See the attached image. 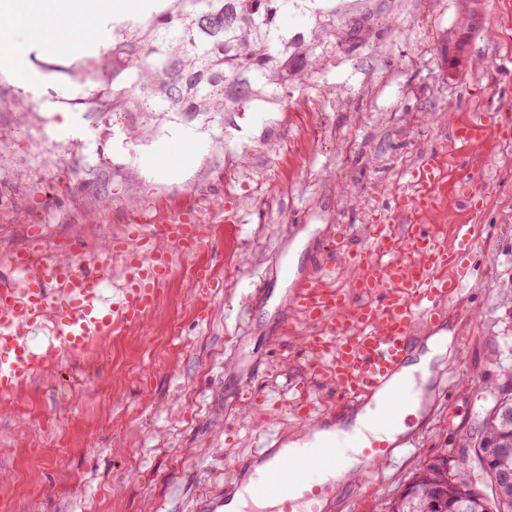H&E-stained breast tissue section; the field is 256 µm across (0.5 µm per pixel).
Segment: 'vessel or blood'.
Returning a JSON list of instances; mask_svg holds the SVG:
<instances>
[{
	"instance_id": "vessel-or-blood-1",
	"label": "vessel or blood",
	"mask_w": 512,
	"mask_h": 512,
	"mask_svg": "<svg viewBox=\"0 0 512 512\" xmlns=\"http://www.w3.org/2000/svg\"><path fill=\"white\" fill-rule=\"evenodd\" d=\"M491 132L490 117L479 114L455 126L452 134L471 143ZM442 174L440 158H427L412 174L416 193L399 196L394 214L428 213ZM475 232V225H454L447 246L422 224H373L367 245L347 258L366 270L365 278L345 287L324 267L300 279L288 305L310 327L305 348L311 371L328 372L340 403L327 411L305 402L303 429L293 449L281 429L265 427L256 448L233 463L223 488L201 491L191 512H227L244 487L249 504L241 512H325L339 483L342 451L353 445L345 414L368 411L384 431L396 425L417 394L401 377L415 342L414 327L421 320L439 327L449 297L472 281L474 270L461 258L470 252ZM204 236V225L184 217L166 225L160 236L142 227L133 237L107 240L103 259L90 266L58 256L12 255L10 264L21 280L0 283V398L34 379L48 358L81 352L110 331L140 326L159 303L174 252L195 251ZM114 255L122 259V283L107 300L102 290L112 279ZM45 319L55 342L39 355L28 336ZM416 443V437L399 435L372 442L364 453L370 466L381 467Z\"/></svg>"
}]
</instances>
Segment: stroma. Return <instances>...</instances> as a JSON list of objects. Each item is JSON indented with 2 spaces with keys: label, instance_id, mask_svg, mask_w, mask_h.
<instances>
[{
  "label": "stroma",
  "instance_id": "1",
  "mask_svg": "<svg viewBox=\"0 0 512 512\" xmlns=\"http://www.w3.org/2000/svg\"><path fill=\"white\" fill-rule=\"evenodd\" d=\"M330 34L296 67L302 81L205 124L173 118L137 136L131 118L91 115L84 85L61 74L82 59L26 50L31 28L0 29L25 49L33 90L0 79V280L3 257L39 245L97 248L162 215L192 212L207 236L175 255L159 306L140 327L51 361L48 374L0 402V512H188L202 483L222 485L267 424L297 432L300 385L335 405L308 372V326L281 305L286 265L308 275L330 248L365 244L433 153L449 197L438 226L474 224L476 270L449 298L450 360L436 382L449 405L415 430L420 445L337 493L330 512H385L415 470L477 435L512 375V19L502 0H318ZM342 102H335V95ZM70 113L74 132L55 123ZM486 112L480 146L453 143L450 123ZM185 144L190 167L167 159ZM267 278L273 294L256 307ZM257 364L253 382L239 369ZM269 393L278 409L253 408Z\"/></svg>",
  "mask_w": 512,
  "mask_h": 512
}]
</instances>
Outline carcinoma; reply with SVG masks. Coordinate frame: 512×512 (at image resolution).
I'll use <instances>...</instances> for the list:
<instances>
[{
	"instance_id": "cac0c4a2",
	"label": "carcinoma",
	"mask_w": 512,
	"mask_h": 512,
	"mask_svg": "<svg viewBox=\"0 0 512 512\" xmlns=\"http://www.w3.org/2000/svg\"><path fill=\"white\" fill-rule=\"evenodd\" d=\"M288 0H168V6L135 24L117 28L112 46L78 68H58L86 85L88 112L137 113L146 123L181 116L214 118L237 112L268 93L301 79L292 65L327 24L313 22L304 41L288 45L276 18ZM512 426L495 419L486 441L500 465L512 469ZM459 489L444 512H483L494 501L455 479Z\"/></svg>"
}]
</instances>
